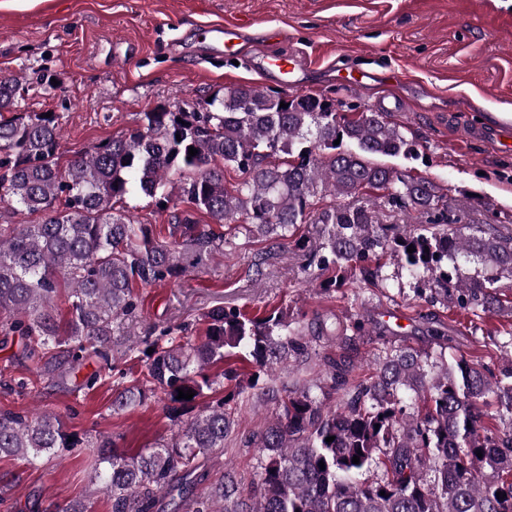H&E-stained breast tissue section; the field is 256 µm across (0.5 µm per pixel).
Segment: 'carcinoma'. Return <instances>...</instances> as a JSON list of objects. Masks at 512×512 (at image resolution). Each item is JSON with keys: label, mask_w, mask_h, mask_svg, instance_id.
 Instances as JSON below:
<instances>
[{"label": "carcinoma", "mask_w": 512, "mask_h": 512, "mask_svg": "<svg viewBox=\"0 0 512 512\" xmlns=\"http://www.w3.org/2000/svg\"><path fill=\"white\" fill-rule=\"evenodd\" d=\"M20 90L18 80L0 78V205L44 220L0 224V310L10 318L4 335L27 340L31 359L50 342L74 343L75 362L89 349L106 362L121 346L133 351L114 336L137 313L133 283L176 278L232 243L185 212L176 217L182 240L157 241L151 225L116 208L134 192L187 203L218 224L239 219L233 237L289 240L299 250V225L331 226L309 254L330 273L319 282L324 291L356 275L381 277L371 263L386 255L418 295L475 316L500 309L512 287V229L452 226L438 186L376 162L419 158L417 144L380 112L350 118L334 99L238 85L215 93L204 112H143L138 130L92 146L63 170L57 118L15 112ZM229 166L243 175L231 187ZM366 190L384 194L364 200ZM388 212L414 213L417 225L397 234L383 222ZM62 288L64 322L54 307ZM208 318L198 345L170 337L141 350L147 382L173 403L177 431L133 456L109 441L94 449L92 481L112 497V512H512V357L449 354L438 328L430 330L438 350L385 346L366 379L351 381L350 356H326L321 374L284 392L263 388L272 415L244 440L259 449L254 476L227 470L211 479L209 463L236 426L234 404L273 366L307 364L321 340L347 350L374 332L363 319L307 322L276 310L257 318L224 307ZM233 356L255 371L188 416L195 399L217 392L204 368ZM180 388L194 398H178ZM143 399L141 387L125 386L112 407ZM77 445L49 414L0 412V457L28 461Z\"/></svg>", "instance_id": "obj_1"}]
</instances>
